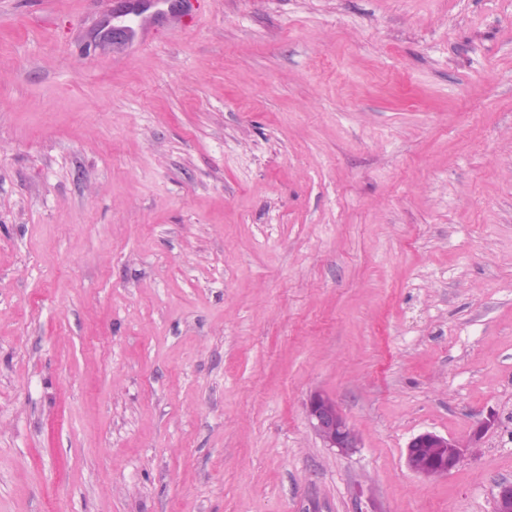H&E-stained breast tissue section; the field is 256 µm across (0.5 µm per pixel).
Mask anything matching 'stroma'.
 <instances>
[{
  "label": "stroma",
  "mask_w": 512,
  "mask_h": 512,
  "mask_svg": "<svg viewBox=\"0 0 512 512\" xmlns=\"http://www.w3.org/2000/svg\"><path fill=\"white\" fill-rule=\"evenodd\" d=\"M112 5L0 0V512H493L512 0ZM307 417L315 434L327 448L350 454L360 448V438L336 400L315 392L307 403ZM464 456L459 441L433 432L421 433L410 440L406 448V464L418 476L434 478L447 476L455 470Z\"/></svg>",
  "instance_id": "stroma-1"
}]
</instances>
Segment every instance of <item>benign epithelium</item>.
<instances>
[{
	"instance_id": "7a95c632",
	"label": "benign epithelium",
	"mask_w": 512,
	"mask_h": 512,
	"mask_svg": "<svg viewBox=\"0 0 512 512\" xmlns=\"http://www.w3.org/2000/svg\"><path fill=\"white\" fill-rule=\"evenodd\" d=\"M307 417L315 434L327 448L350 454L360 447V438L336 400L316 392L307 403ZM464 456L459 441L433 432L421 433L410 440L406 448V464L418 476L442 477L455 470ZM494 512H512V483L497 486Z\"/></svg>"
}]
</instances>
